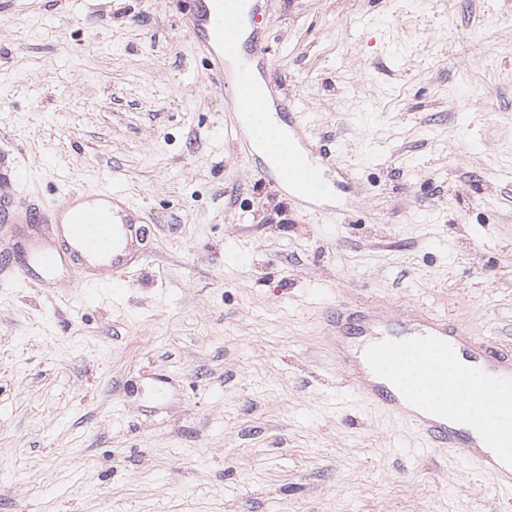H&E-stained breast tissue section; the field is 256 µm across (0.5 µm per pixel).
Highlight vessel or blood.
Returning a JSON list of instances; mask_svg holds the SVG:
<instances>
[{
	"label": "vessel or blood",
	"instance_id": "obj_1",
	"mask_svg": "<svg viewBox=\"0 0 512 512\" xmlns=\"http://www.w3.org/2000/svg\"><path fill=\"white\" fill-rule=\"evenodd\" d=\"M240 0H194L181 17L206 63L204 77L224 88V110L237 131L240 148L258 175L288 192L303 213L317 212L329 195L324 165L333 155L303 125L294 102L270 103L268 81L257 71L268 47L260 36L243 41ZM12 248L0 258V285L31 287L64 283L75 290L102 285L124 288L149 253L152 230L130 198L106 185L64 193L61 201L35 202L21 191L12 152L0 145V236ZM440 350L460 375L473 378L483 397L512 393V358L490 345L473 346L464 330H449L440 319L377 340L365 354L374 379L342 368L345 388L363 403L391 412L415 430L431 450L463 457L492 481L503 497L512 496V432L488 435L479 445L469 432L448 421L456 408L447 396L441 416L414 389L406 357Z\"/></svg>",
	"mask_w": 512,
	"mask_h": 512
}]
</instances>
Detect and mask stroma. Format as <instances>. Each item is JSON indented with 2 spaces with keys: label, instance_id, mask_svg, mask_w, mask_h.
<instances>
[{
  "label": "stroma",
  "instance_id": "1",
  "mask_svg": "<svg viewBox=\"0 0 512 512\" xmlns=\"http://www.w3.org/2000/svg\"><path fill=\"white\" fill-rule=\"evenodd\" d=\"M188 0H14L0 142L34 196L146 213L127 288H0V512H512L343 389L337 310L512 354V0H261L275 98L336 150L301 219L206 84ZM175 389L142 407L153 374Z\"/></svg>",
  "mask_w": 512,
  "mask_h": 512
}]
</instances>
